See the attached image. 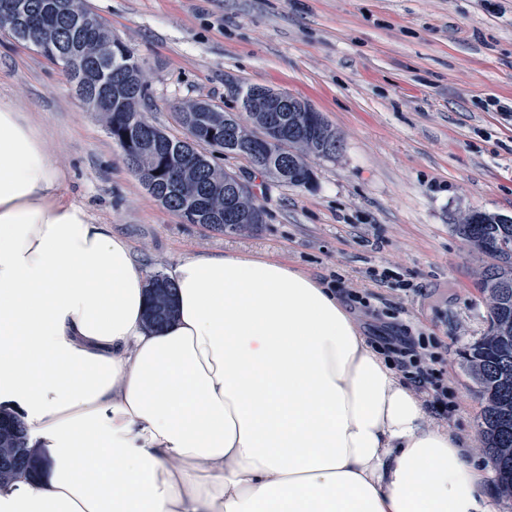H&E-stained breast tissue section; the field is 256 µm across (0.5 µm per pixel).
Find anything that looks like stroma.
Here are the masks:
<instances>
[{"label": "stroma", "instance_id": "obj_1", "mask_svg": "<svg viewBox=\"0 0 512 512\" xmlns=\"http://www.w3.org/2000/svg\"><path fill=\"white\" fill-rule=\"evenodd\" d=\"M138 59L152 124L174 104L244 116L251 86L321 112L342 151L284 186L232 154L264 211L250 232L185 222L127 166L60 64L0 30V100L41 128L62 195L159 272L188 252L288 261L335 288L367 344L423 339L447 405L428 414L475 452L482 398L463 357L488 328L490 259L453 230L475 210L512 217V0H86Z\"/></svg>", "mask_w": 512, "mask_h": 512}]
</instances>
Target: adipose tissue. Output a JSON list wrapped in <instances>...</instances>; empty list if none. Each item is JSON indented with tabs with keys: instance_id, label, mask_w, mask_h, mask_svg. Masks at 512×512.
Returning <instances> with one entry per match:
<instances>
[{
	"instance_id": "ef3b65f1",
	"label": "adipose tissue",
	"mask_w": 512,
	"mask_h": 512,
	"mask_svg": "<svg viewBox=\"0 0 512 512\" xmlns=\"http://www.w3.org/2000/svg\"><path fill=\"white\" fill-rule=\"evenodd\" d=\"M61 188L39 129L0 102V406L44 462L0 512H496L489 472L334 289L191 254L164 272L177 321L148 329L147 271Z\"/></svg>"
}]
</instances>
